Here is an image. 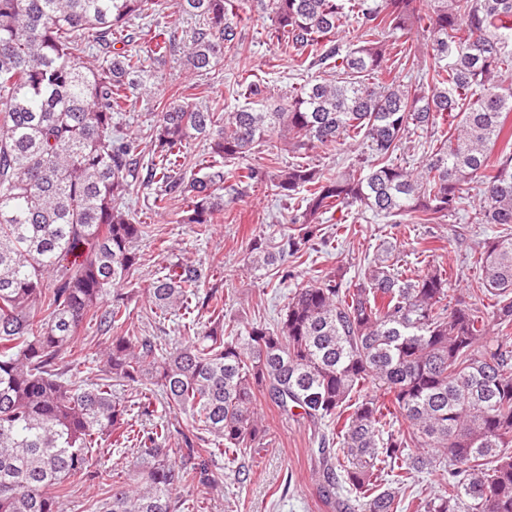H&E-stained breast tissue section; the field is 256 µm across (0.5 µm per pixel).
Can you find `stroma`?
<instances>
[{
  "label": "stroma",
  "instance_id": "1",
  "mask_svg": "<svg viewBox=\"0 0 512 512\" xmlns=\"http://www.w3.org/2000/svg\"><path fill=\"white\" fill-rule=\"evenodd\" d=\"M242 15L239 58L247 59L253 82L261 86L270 103H281L292 87L323 77L325 70L321 67L297 70L292 53L269 40L270 20L257 0H247ZM237 60L228 59L215 70L195 74L179 55L168 57L159 67L153 59H146V66L156 69L153 88L139 95L120 119L124 131L138 137L142 163L151 160L150 131L159 104L175 92L197 84L220 100L225 111L245 106L244 90L237 84ZM154 192V185L139 180L133 182L127 198L134 217L152 226L150 236L135 245L140 265L123 286L131 306H142L146 289L161 276L166 264L180 260L206 266L216 259L223 264L219 286L224 290L225 318L242 325L259 321L275 327L288 295L305 285L316 270L332 271L341 263L346 280L357 281L364 266L379 254L381 244L390 239L397 242L399 272L422 271L434 262L457 270L453 287L468 291L476 287L480 274L473 263L475 251L502 232L498 224L473 223L480 200L479 188L474 185L459 218L452 223L409 221L396 226L391 218L369 213L348 215L342 231L337 230L335 221L324 223L321 234L329 239V246L300 257H286V266L296 276L282 283L272 272L252 266L251 244L257 237L271 244L280 242L288 231V214L301 205V197L290 200L275 196L264 183L242 194L234 186H225L224 217L212 225L209 234L200 236L195 225L177 223L183 207L180 198H171L163 214H154ZM134 333L168 350L183 336V320L174 314L159 317L145 313L136 322ZM258 406L270 429L272 443L268 450L225 464L214 471V484L194 485L187 489V496L205 499L208 512H337L320 489L319 463L310 453L311 429L281 417L267 397H259ZM135 457L133 448H116L107 442L93 449L90 469L96 478L73 488L63 501L64 512H89L91 501L111 483L113 473L127 470Z\"/></svg>",
  "mask_w": 512,
  "mask_h": 512
}]
</instances>
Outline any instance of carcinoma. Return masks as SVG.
<instances>
[{"mask_svg":"<svg viewBox=\"0 0 512 512\" xmlns=\"http://www.w3.org/2000/svg\"><path fill=\"white\" fill-rule=\"evenodd\" d=\"M270 40L292 47L297 67L333 61L331 79L310 80L285 103L241 82L251 105L224 113L203 93L160 102L147 182L154 202L184 203L179 223L205 233L224 212V183L270 182L304 206L272 251L254 239L251 263L291 277L285 255L311 249L324 215L370 211L401 224L452 218L477 179L475 222L512 224V0H259ZM242 0H174L198 18L189 40L156 32L153 59L182 50L199 73L235 56ZM159 0H0V512H63L70 489L87 481L89 453L101 441L129 442L131 406L112 380L135 390L151 413L160 392L182 428L167 420L142 435L143 465L112 482L91 512H207L175 496L212 483L205 460H230L261 440L264 394L282 414L336 433L322 489L349 496L340 512H512V232L486 243L481 282L465 301L437 266L411 277L391 268L396 245L369 262L358 282L314 275L288 297L276 330L224 320V292L210 274L179 262L146 291L154 313L179 311L192 332L171 351L130 334L133 310L116 286L134 275V244L146 234L126 204L139 172V145L113 125L131 98L150 90L134 37ZM357 20L343 47L340 27ZM432 36L429 64L415 80L387 81L396 46L380 33L412 26ZM448 124V132L439 126ZM433 146L415 173L391 162L409 131ZM282 132L294 153L342 149L357 138L371 160L334 173L291 163L274 175L259 167L224 169ZM208 142L206 172L181 173L184 150ZM497 299L492 311L477 299ZM207 323L200 324L201 314ZM92 325L111 348L100 382L87 385L72 345ZM70 361L63 362L61 355ZM379 389L375 398L365 390ZM402 421L396 429L394 422ZM223 443L213 448V443ZM439 474L445 492L403 497L415 476Z\"/></svg>","mask_w":512,"mask_h":512,"instance_id":"obj_1","label":"carcinoma"}]
</instances>
